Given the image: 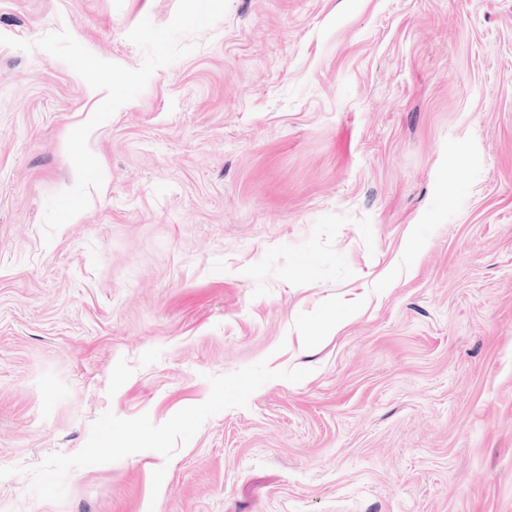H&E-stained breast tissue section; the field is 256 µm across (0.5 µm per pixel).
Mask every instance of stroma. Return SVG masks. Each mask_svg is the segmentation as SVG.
I'll return each instance as SVG.
<instances>
[{
	"label": "stroma",
	"instance_id": "obj_1",
	"mask_svg": "<svg viewBox=\"0 0 512 512\" xmlns=\"http://www.w3.org/2000/svg\"><path fill=\"white\" fill-rule=\"evenodd\" d=\"M177 0H0L138 68ZM95 128L0 45V512H512V0H230Z\"/></svg>",
	"mask_w": 512,
	"mask_h": 512
}]
</instances>
